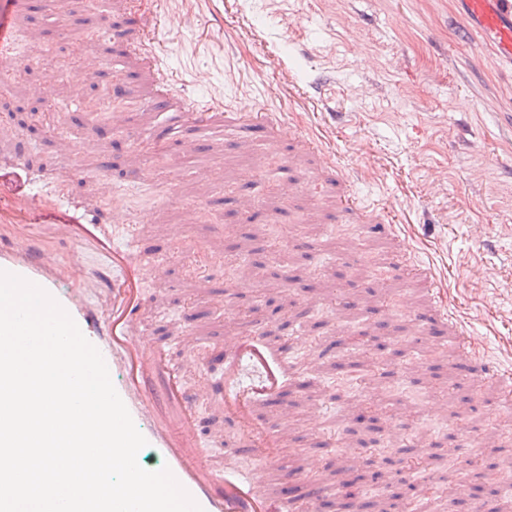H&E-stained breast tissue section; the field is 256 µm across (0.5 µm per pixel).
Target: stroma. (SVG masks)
<instances>
[{
    "mask_svg": "<svg viewBox=\"0 0 512 512\" xmlns=\"http://www.w3.org/2000/svg\"><path fill=\"white\" fill-rule=\"evenodd\" d=\"M170 6L184 24L170 25L152 0H27L16 57L0 71V166L39 176L45 198L95 209L107 235L160 256V276L140 290L138 326L189 390L223 373L213 349L226 332L261 323L286 373L278 405L258 403L256 414L288 419L266 470L320 468L319 512L341 500L336 455L346 443L364 454L365 497L403 493L411 512L448 500L453 512H493L504 482L492 448L512 451V411L495 386L450 369L447 331H421L398 308L407 298L429 308L424 288L394 265L392 244L337 213L336 195L395 226L473 351L512 372V69L476 44L457 0ZM146 31L169 77L201 102L224 103L223 119L177 123L151 104L133 51ZM77 67L86 77L74 93L64 75ZM197 71L206 81L192 82ZM243 108L274 113L292 135H244ZM163 127L171 135L161 141ZM322 132L342 181L312 197L287 194L286 184L317 176L320 159L303 138ZM102 182L111 193L97 194ZM244 193L259 198L249 221ZM117 205L130 222L116 223ZM243 277L252 287H238ZM378 301L396 306L388 326L374 322ZM189 307L199 318L193 349L181 322ZM431 400L446 417L428 415ZM316 409L315 431L307 417ZM198 418L217 460L254 466L251 455L231 456L242 435L213 403H200Z\"/></svg>",
    "mask_w": 512,
    "mask_h": 512,
    "instance_id": "35a3bbf8",
    "label": "stroma"
}]
</instances>
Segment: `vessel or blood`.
<instances>
[{"mask_svg": "<svg viewBox=\"0 0 512 512\" xmlns=\"http://www.w3.org/2000/svg\"><path fill=\"white\" fill-rule=\"evenodd\" d=\"M476 31L508 64L512 65V0H463ZM22 0H13L6 23H0V62L15 58L17 19ZM37 188L17 195L0 194V224L10 225L8 242L0 244V270L17 274L45 289L66 310L83 335L101 353L112 383L137 429L147 440L146 449L159 466L168 467L203 512H313L324 496L316 480L304 485L302 499L279 497L268 490L262 476L209 462L207 448L198 440V403L219 402L227 425L246 432L250 451L265 453L279 447L278 425L259 421L253 414L256 401L274 400L272 387H257L234 375V368L248 366L270 373L280 362L267 351L260 324L224 338V358L230 371L223 378L204 381L196 393L182 387L176 370H163L162 359L137 330L138 299L142 284L160 273L156 261H131L130 245L102 234L90 209L63 201L42 213L40 221L71 243L75 256L69 263H52L40 232L34 228L32 206ZM97 251L107 265L103 282L109 302L100 306L79 294L74 285L85 276L80 260ZM163 384H154L157 373Z\"/></svg>", "mask_w": 512, "mask_h": 512, "instance_id": "1", "label": "vessel or blood"}]
</instances>
